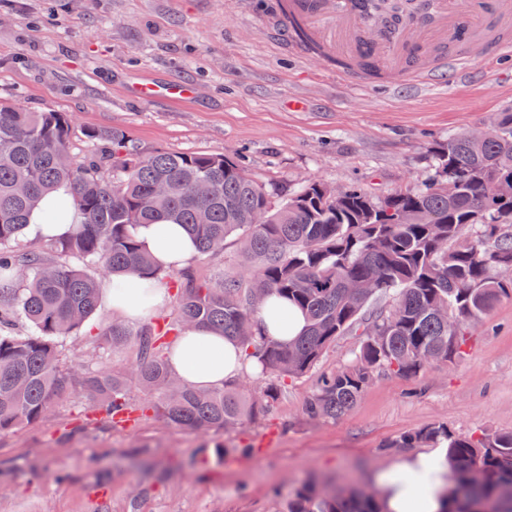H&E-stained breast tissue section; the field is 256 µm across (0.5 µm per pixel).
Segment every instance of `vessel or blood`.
<instances>
[{"instance_id":"1","label":"vessel or blood","mask_w":512,"mask_h":512,"mask_svg":"<svg viewBox=\"0 0 512 512\" xmlns=\"http://www.w3.org/2000/svg\"><path fill=\"white\" fill-rule=\"evenodd\" d=\"M427 21L390 36L375 25L369 0H278L281 23L274 36L303 56L308 44L349 61L353 70H371L393 79L453 76L455 67L512 55V0H422ZM307 32L295 38L291 23ZM132 91L146 101L192 100L191 85L170 80L139 82Z\"/></svg>"}]
</instances>
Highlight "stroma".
<instances>
[{
	"label": "stroma",
	"mask_w": 512,
	"mask_h": 512,
	"mask_svg": "<svg viewBox=\"0 0 512 512\" xmlns=\"http://www.w3.org/2000/svg\"><path fill=\"white\" fill-rule=\"evenodd\" d=\"M275 0H0V101L71 117L72 156L91 152V129L125 133L142 154L221 153L242 163L272 199L310 181L379 195L418 189L449 135L512 109V58L451 81L358 83L336 66L299 58L266 35ZM192 84L189 103L144 101L133 82ZM217 279L245 267L234 239L196 256ZM101 304L83 328L84 364L126 372L136 350L112 349ZM337 340L316 371L281 387L274 414L219 435L141 417L134 427L71 435L89 408L78 392L41 423L0 438V512H276L308 480L372 486L407 456L394 440L446 423L460 433L512 431V298L472 331L464 360L410 379L381 373L337 421L305 413L319 373L355 355ZM254 453L216 459L213 446Z\"/></svg>",
	"instance_id": "obj_1"
}]
</instances>
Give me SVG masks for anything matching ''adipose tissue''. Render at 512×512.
<instances>
[{
    "label": "adipose tissue",
    "mask_w": 512,
    "mask_h": 512,
    "mask_svg": "<svg viewBox=\"0 0 512 512\" xmlns=\"http://www.w3.org/2000/svg\"><path fill=\"white\" fill-rule=\"evenodd\" d=\"M135 234L141 247L164 267H185L197 255L194 241L181 225L143 224ZM167 297L166 287L158 283L147 295L115 296L111 303L113 310L138 322L153 315ZM261 321L265 334L281 342L299 336L306 326L305 316L298 308L275 296L263 307ZM169 365L187 384L214 389L242 376L247 362L238 343L208 329L196 328L174 341ZM446 471L444 454L434 450L396 461L376 476L385 512H441Z\"/></svg>",
    "instance_id": "obj_1"
}]
</instances>
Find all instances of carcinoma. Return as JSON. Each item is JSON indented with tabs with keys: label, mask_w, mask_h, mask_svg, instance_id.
<instances>
[{
	"label": "carcinoma",
	"mask_w": 512,
	"mask_h": 512,
	"mask_svg": "<svg viewBox=\"0 0 512 512\" xmlns=\"http://www.w3.org/2000/svg\"><path fill=\"white\" fill-rule=\"evenodd\" d=\"M393 26L414 11L374 0ZM484 133L448 136L424 187L375 196L354 186L309 182L275 204L239 163L218 153L157 151L143 155L120 131L90 130L105 146L112 175L101 164L80 166L70 152L68 115L30 112L0 102V436L43 421L75 388L91 400L92 420L125 427L154 413L195 432H223L278 400L281 383L313 371L323 353L349 331L362 342L348 364L319 378L306 403L315 420H338L357 403L374 376L419 378L427 368L468 355L472 328L504 296L512 297V197L495 183L512 180V112H498ZM208 181L214 191L194 190ZM69 195L48 209L72 231L28 247L29 219L43 198ZM205 210L209 220L201 224ZM181 224L199 253L224 249L232 237L249 262V277L210 281L192 267L159 268L140 248V224ZM470 225L483 234L466 238ZM86 260L111 277H138L141 292L169 276L173 317L138 328L120 321L101 332L114 348L134 342L135 380L159 402H135L128 378L90 370L73 351L75 368L60 364L62 344L81 340L99 306L101 281L65 262ZM277 295L301 309L306 333L282 345L261 333L262 304ZM385 309L369 311L379 297ZM218 330L255 358L269 382L252 399L236 389L197 390L178 380L166 356L171 340L193 328ZM391 448H443L449 468L444 494L451 512H512V431L458 433L444 423L403 433ZM483 475L479 485L470 474ZM285 512H382L377 493L362 496L309 482L288 499Z\"/></svg>",
	"instance_id": "cac0c4a2"
}]
</instances>
